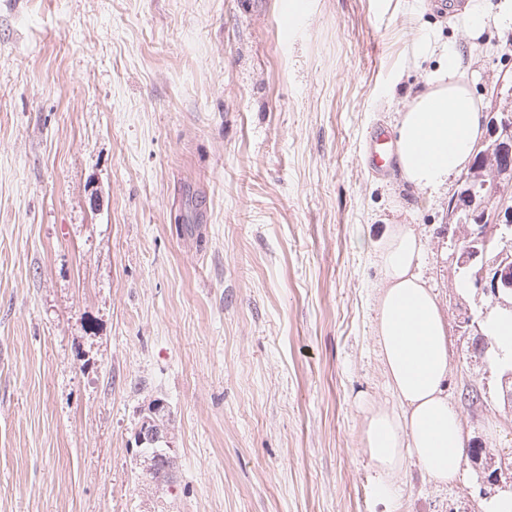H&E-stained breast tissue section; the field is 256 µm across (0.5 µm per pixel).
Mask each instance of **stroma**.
I'll list each match as a JSON object with an SVG mask.
<instances>
[{"mask_svg":"<svg viewBox=\"0 0 512 512\" xmlns=\"http://www.w3.org/2000/svg\"><path fill=\"white\" fill-rule=\"evenodd\" d=\"M447 0H0V512H494L463 460L381 500L359 431L390 401L377 344L387 221L415 225L448 321L467 446L512 461V357L472 346L512 295L466 286L467 228L374 124L426 39L512 87V30ZM478 393L469 402V393ZM170 418L168 481L135 431ZM390 142L391 138L384 128L378 127L372 132L368 143V162L372 168L383 167Z\"/></svg>","mask_w":512,"mask_h":512,"instance_id":"obj_1","label":"stroma"}]
</instances>
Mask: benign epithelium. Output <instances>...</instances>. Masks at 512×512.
Returning <instances> with one entry per match:
<instances>
[{"label": "benign epithelium", "mask_w": 512, "mask_h": 512, "mask_svg": "<svg viewBox=\"0 0 512 512\" xmlns=\"http://www.w3.org/2000/svg\"><path fill=\"white\" fill-rule=\"evenodd\" d=\"M488 133L479 146L482 152L496 151L499 156L501 176L512 177V114L509 112L491 113L487 122ZM464 194H456L450 202V213L455 216L467 215L468 220L475 222V230L466 239L456 243L457 264L461 268H469L477 263L486 262V252L479 248L489 240L491 233L501 229L502 226H512V206L501 203L495 208L486 209L481 213L472 210L465 199L474 194L477 182L472 174H467L461 182ZM489 275L479 279L476 287L486 293L499 296L503 291H512V261L505 260L490 264ZM167 433L160 427L154 426L149 420L141 422L136 442L139 445L150 444L155 446L150 464L159 466L168 465L172 457L167 449L158 447L166 441Z\"/></svg>", "instance_id": "7a95c632"}]
</instances>
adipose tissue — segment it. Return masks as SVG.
<instances>
[{
  "mask_svg": "<svg viewBox=\"0 0 512 512\" xmlns=\"http://www.w3.org/2000/svg\"><path fill=\"white\" fill-rule=\"evenodd\" d=\"M418 53L438 56L439 64L428 71L425 89L397 112L395 162L405 184L434 194L470 166L483 114L457 48L426 43ZM424 251L415 227L398 223L387 225L377 251L383 279L375 334L394 403L370 405L361 441L382 488L409 460L448 483L464 458L461 415L447 392L448 328L421 272Z\"/></svg>",
  "mask_w": 512,
  "mask_h": 512,
  "instance_id": "obj_1",
  "label": "adipose tissue"
}]
</instances>
